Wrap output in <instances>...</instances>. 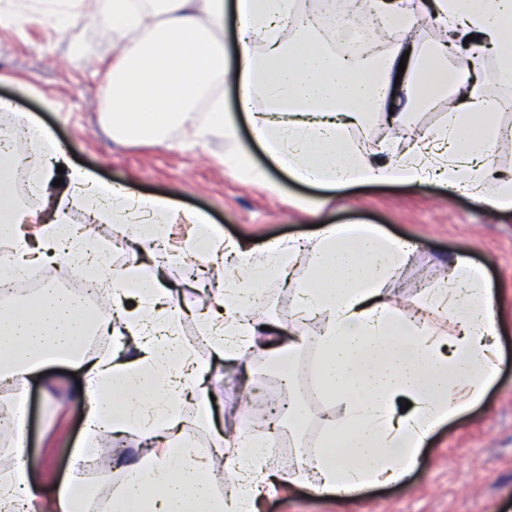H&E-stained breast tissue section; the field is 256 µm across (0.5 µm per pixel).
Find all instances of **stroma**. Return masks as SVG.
<instances>
[{"mask_svg":"<svg viewBox=\"0 0 512 512\" xmlns=\"http://www.w3.org/2000/svg\"><path fill=\"white\" fill-rule=\"evenodd\" d=\"M118 60V45L91 26L62 33L37 15L2 24L0 100L49 130L74 155L75 165L97 180L169 198L207 217L225 237L304 241L319 224L373 225L414 246L385 284L401 302L428 296L460 257L483 268L500 299L493 383L470 409L432 429L405 481L370 487L351 501L294 484L263 499L262 512H512V211L491 213L434 183L368 184L340 193L298 183L272 165L243 118L232 143L194 140L187 126L172 128L163 145L114 139L100 107L105 77ZM251 167L264 170L266 182L251 178ZM260 314L278 324L284 339L297 329L310 338L319 332L315 323L295 326L293 298L285 288L268 289ZM180 333L211 364L214 401L208 414L194 404L182 407L186 432L206 446L214 432L244 426L254 384L247 369L267 364L268 353L257 348L239 360L215 359L189 316ZM76 385V377L58 364L29 384L27 474L46 485L64 476L85 428L72 403ZM321 407L314 402L305 425L286 436L282 470L314 450L323 433Z\"/></svg>","mask_w":512,"mask_h":512,"instance_id":"stroma-1","label":"stroma"}]
</instances>
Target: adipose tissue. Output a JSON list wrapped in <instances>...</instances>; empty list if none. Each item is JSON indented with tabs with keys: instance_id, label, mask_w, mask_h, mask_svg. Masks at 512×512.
Listing matches in <instances>:
<instances>
[{
	"instance_id": "ef3b65f1",
	"label": "adipose tissue",
	"mask_w": 512,
	"mask_h": 512,
	"mask_svg": "<svg viewBox=\"0 0 512 512\" xmlns=\"http://www.w3.org/2000/svg\"><path fill=\"white\" fill-rule=\"evenodd\" d=\"M229 9L237 21L231 60L224 53ZM362 9L390 34L428 15L452 38L427 50L398 45L379 55L374 33L363 27L314 26L304 0H0V13L11 17L42 14L64 32L84 20L117 41L120 61L102 90L113 138L161 143L172 126L186 123L224 139L242 112L294 181L336 192L433 182L490 210H512V173L493 166L500 103L483 93L472 55L494 54L497 82L512 86V0H362ZM289 28L296 33L291 41L284 37ZM258 39L264 51H255ZM463 39L471 50L461 55ZM337 42L352 52L336 55ZM219 79L238 88L237 112L214 91ZM256 96L263 109H254ZM377 104L392 132L404 127L410 109H439L444 120L415 139L367 147L350 129ZM27 132L44 160L22 195L7 160L0 161V243L22 245L0 267V278L20 280L33 266L78 253L86 275L104 282L111 316L64 288L0 302V386L25 388L47 364L70 362L84 372L75 402L85 419L68 476L50 488L29 480L6 486L0 512H88L97 491L80 473L104 431L145 442L124 469L112 512H260L264 497L301 481L315 493L354 499L369 486L401 480L431 429L494 381V293L467 261L456 260L413 311L383 290L408 252L374 227L325 224L311 246L283 238L258 250L167 199L102 185L68 159L49 131L31 123ZM77 205L93 223L125 225L135 243L171 224L197 230L177 249L149 251L117 269L90 226L71 227L69 210ZM174 257L184 258L195 278L214 282L196 317L216 356L235 360L262 344L272 351L270 364L290 371L299 349L263 330L257 315L270 286L288 284L298 321H319L313 386L288 402L292 427L304 423L312 401L329 402L312 462L284 473L264 465V445L249 431L215 433L209 448L185 432L181 404L211 406L210 366L180 339L186 310L163 276ZM304 259L310 273L300 281L293 271ZM91 336L113 342L116 353L88 355ZM401 399L410 401L408 410H397ZM219 464L235 491H216L210 473Z\"/></svg>"
}]
</instances>
